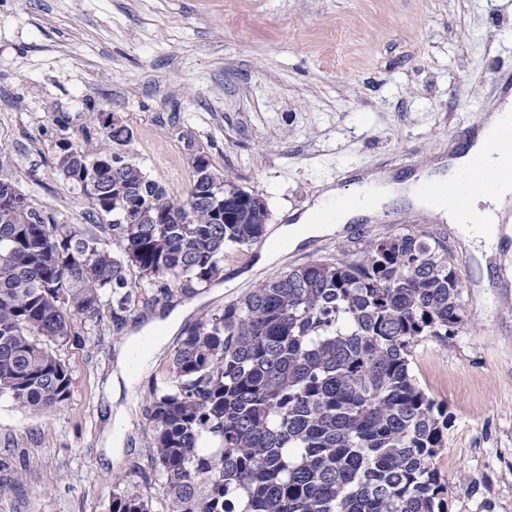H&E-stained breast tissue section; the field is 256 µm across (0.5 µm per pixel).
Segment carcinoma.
Instances as JSON below:
<instances>
[{"instance_id": "1", "label": "carcinoma", "mask_w": 512, "mask_h": 512, "mask_svg": "<svg viewBox=\"0 0 512 512\" xmlns=\"http://www.w3.org/2000/svg\"><path fill=\"white\" fill-rule=\"evenodd\" d=\"M93 122L101 146L55 154L87 190L97 232L56 224L27 202L0 201V395L33 411L61 407L72 375L51 345L78 337L74 321L112 319L136 305L134 267L168 297L220 277L224 253L265 236L268 207L234 206L245 191L210 158L170 196L132 154V130ZM110 161L105 172L97 164ZM122 244L118 255L109 240ZM464 323L460 278L448 248L427 231L392 228L293 266L207 315L178 339L175 388L151 387L152 469L167 512H448V480L434 465L447 410L419 387L413 349ZM112 512H151L136 492Z\"/></svg>"}]
</instances>
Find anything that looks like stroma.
<instances>
[{"label": "stroma", "mask_w": 512, "mask_h": 512, "mask_svg": "<svg viewBox=\"0 0 512 512\" xmlns=\"http://www.w3.org/2000/svg\"><path fill=\"white\" fill-rule=\"evenodd\" d=\"M509 67L512 0H0V170L56 223L93 228V206L55 165V118L68 116L74 145L91 151L99 137L84 128L113 111L143 170L177 197L192 182L181 137L191 130L218 170L263 197L272 233L327 188H346L338 172L400 176L446 158L497 102ZM393 225L437 233L462 283L463 331L425 339L414 355L421 388L450 418L435 459L448 512H512V211L483 266L459 227L410 207L268 264L265 239L227 252L219 295L209 286L160 298L129 269L137 302L124 320L77 322L80 343L53 347L72 374L62 407L34 412L0 396V457L21 469L0 512H111L124 489L166 512L146 398L168 385L177 337L163 333L133 389L120 390L113 373L129 332L178 306L191 307L193 326L273 274ZM115 401L129 414L119 424ZM116 430L125 443L114 461Z\"/></svg>", "instance_id": "35a3bbf8"}]
</instances>
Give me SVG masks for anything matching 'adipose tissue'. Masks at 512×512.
I'll return each instance as SVG.
<instances>
[{"label":"adipose tissue","instance_id":"ef3b65f1","mask_svg":"<svg viewBox=\"0 0 512 512\" xmlns=\"http://www.w3.org/2000/svg\"><path fill=\"white\" fill-rule=\"evenodd\" d=\"M512 128V103L504 102L484 121L474 139L466 148L449 156L447 164H436L434 168L409 177L370 174L360 177L350 188L356 198V206L339 214H329L328 209L338 192L324 191L305 212L298 215L294 223L281 225L277 240L281 248L299 246L304 238L330 234L340 226L354 222L373 213L374 207L385 204L410 205L431 212L433 215L459 223L460 217L454 205L447 200L434 199L429 188L440 186L457 178L459 173L477 156L487 157L489 163H497L488 144L498 139L502 131ZM373 198V206H366V198ZM512 206V182L503 181L493 187L473 189L469 200L470 227L467 232L468 245L482 259L491 257L498 250L499 237L496 226L503 212Z\"/></svg>","mask_w":512,"mask_h":512}]
</instances>
